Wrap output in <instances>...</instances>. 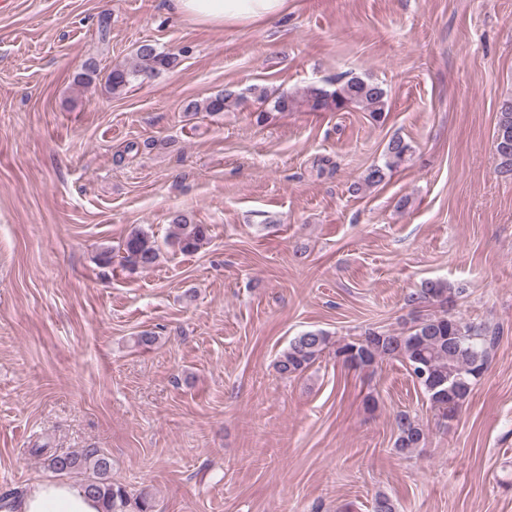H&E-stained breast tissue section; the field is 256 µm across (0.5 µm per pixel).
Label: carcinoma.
Returning a JSON list of instances; mask_svg holds the SVG:
<instances>
[{"instance_id": "obj_1", "label": "carcinoma", "mask_w": 512, "mask_h": 512, "mask_svg": "<svg viewBox=\"0 0 512 512\" xmlns=\"http://www.w3.org/2000/svg\"><path fill=\"white\" fill-rule=\"evenodd\" d=\"M178 58L149 42L139 45L135 58L126 64H116L105 76V87L112 94H120L132 83L155 77L176 67ZM101 71L93 60L86 62L74 81L89 86L99 80ZM262 109L258 119L270 112H291L298 103L310 110L342 111L350 107L381 118L387 105V91L379 83L352 77L328 90L311 85L301 95L286 93L274 95L261 89L257 96ZM241 96L231 90L213 94L201 101L191 100L184 108L189 112H206L216 116L239 105ZM495 149L499 172L512 175V100L502 103L495 129ZM412 146L402 138L391 139L385 150L384 163L371 166L363 178L368 187L383 183L388 172L406 161ZM174 231L170 245L183 254H192L209 239L206 224H191L182 214L172 217ZM119 265L130 273L154 267L160 258V248L141 228H133L119 245V255L105 250L101 264ZM463 289L440 280H427L408 296L411 306L410 326L399 333L368 329L358 338L336 346V359L359 370L370 369L380 361H402L410 376L428 397L441 418L453 416L468 400L473 388L488 369L489 349L495 343L497 331L485 324L463 323L450 313L455 297ZM437 305L441 313H422V309ZM327 333L316 330L294 337L288 348L280 353L275 367L282 376L293 377L304 373L328 348ZM397 438L394 448L408 455L424 441L423 426L407 413L396 416ZM44 457V465L59 476L77 475L84 491L101 501L104 512H154L155 505L146 492L130 494L112 481V460L99 448H79L58 453L50 448H37Z\"/></svg>"}]
</instances>
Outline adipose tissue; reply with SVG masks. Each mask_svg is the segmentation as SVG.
I'll return each instance as SVG.
<instances>
[{
	"instance_id": "1",
	"label": "adipose tissue",
	"mask_w": 512,
	"mask_h": 512,
	"mask_svg": "<svg viewBox=\"0 0 512 512\" xmlns=\"http://www.w3.org/2000/svg\"><path fill=\"white\" fill-rule=\"evenodd\" d=\"M179 17L199 25L245 26L279 17L288 0H171ZM0 512H102L98 499L87 497L77 483L44 479L31 484L23 497Z\"/></svg>"
}]
</instances>
